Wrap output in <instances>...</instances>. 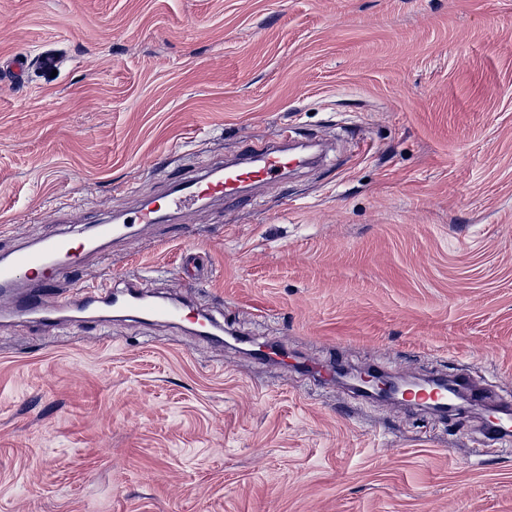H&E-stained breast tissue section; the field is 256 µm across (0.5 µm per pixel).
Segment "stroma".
I'll list each match as a JSON object with an SVG mask.
<instances>
[{"label": "stroma", "mask_w": 512, "mask_h": 512, "mask_svg": "<svg viewBox=\"0 0 512 512\" xmlns=\"http://www.w3.org/2000/svg\"><path fill=\"white\" fill-rule=\"evenodd\" d=\"M283 131L325 162L57 285L140 280L283 358L0 323V512H512V446L468 412L320 377L512 394V0H0V256ZM353 380L364 384L371 388L377 396L387 398L395 396L400 388V385H415L414 381H404L399 384L385 375H367L360 373L353 376Z\"/></svg>", "instance_id": "stroma-1"}]
</instances>
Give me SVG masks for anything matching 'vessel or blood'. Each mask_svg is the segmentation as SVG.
I'll use <instances>...</instances> for the list:
<instances>
[{"instance_id":"vessel-or-blood-1","label":"vessel or blood","mask_w":512,"mask_h":512,"mask_svg":"<svg viewBox=\"0 0 512 512\" xmlns=\"http://www.w3.org/2000/svg\"><path fill=\"white\" fill-rule=\"evenodd\" d=\"M291 141L283 133L272 141L251 143L223 171L208 170L175 183L152 201L141 203L124 223L96 224L93 240L61 233L15 251L0 261V321L19 325L36 321L51 328L61 318L92 313L147 322L188 321L183 306L153 300L135 285L115 289L108 284H81L69 300L49 299L48 290L83 264L92 242L130 236L135 228L160 223L208 199L234 204L248 187L282 182L301 163L291 153Z\"/></svg>"}]
</instances>
